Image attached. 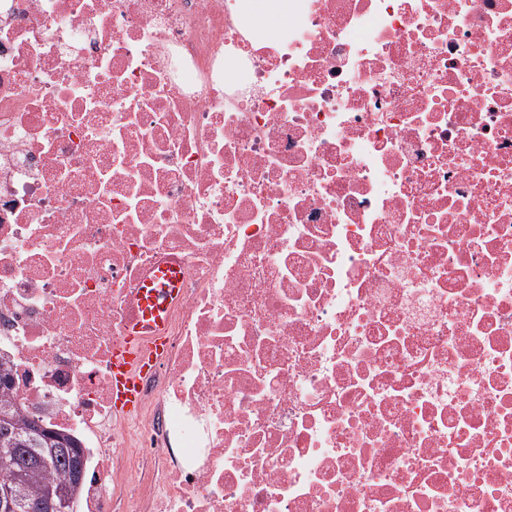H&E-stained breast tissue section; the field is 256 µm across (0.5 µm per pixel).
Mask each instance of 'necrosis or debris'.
I'll use <instances>...</instances> for the list:
<instances>
[{
	"label": "necrosis or debris",
	"mask_w": 512,
	"mask_h": 512,
	"mask_svg": "<svg viewBox=\"0 0 512 512\" xmlns=\"http://www.w3.org/2000/svg\"><path fill=\"white\" fill-rule=\"evenodd\" d=\"M306 6L0 0V356L74 512H512V0ZM243 15L253 20L260 33L277 35L290 17L298 21L303 16L304 0H242ZM179 273L164 269L156 280L148 282L143 289L144 328L157 330L153 336V345L146 349L142 337L131 333L125 336L121 346L112 354V391L118 410L133 415L139 407V388L141 377L150 371L156 353L165 347V336H159L164 326V317L168 307L177 297Z\"/></svg>",
	"instance_id": "obj_1"
}]
</instances>
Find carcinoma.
Segmentation results:
<instances>
[{
	"mask_svg": "<svg viewBox=\"0 0 512 512\" xmlns=\"http://www.w3.org/2000/svg\"><path fill=\"white\" fill-rule=\"evenodd\" d=\"M10 382V369L0 362V493L11 499L10 512H39L38 505L50 498L58 512H72L65 490L74 493L80 484V448L21 413L9 396Z\"/></svg>",
	"mask_w": 512,
	"mask_h": 512,
	"instance_id": "obj_1",
	"label": "carcinoma"
}]
</instances>
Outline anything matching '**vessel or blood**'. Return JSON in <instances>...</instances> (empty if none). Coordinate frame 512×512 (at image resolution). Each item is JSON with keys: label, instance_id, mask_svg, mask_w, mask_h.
Returning a JSON list of instances; mask_svg holds the SVG:
<instances>
[{"label": "vessel or blood", "instance_id": "obj_1", "mask_svg": "<svg viewBox=\"0 0 512 512\" xmlns=\"http://www.w3.org/2000/svg\"><path fill=\"white\" fill-rule=\"evenodd\" d=\"M178 281V273L166 269L143 289L145 327L155 333L152 346L144 347L141 337L132 334L126 336L112 354L113 400L117 409L125 414L137 412L140 380L151 370L156 353L166 344L161 330L165 313L177 297Z\"/></svg>", "mask_w": 512, "mask_h": 512}]
</instances>
